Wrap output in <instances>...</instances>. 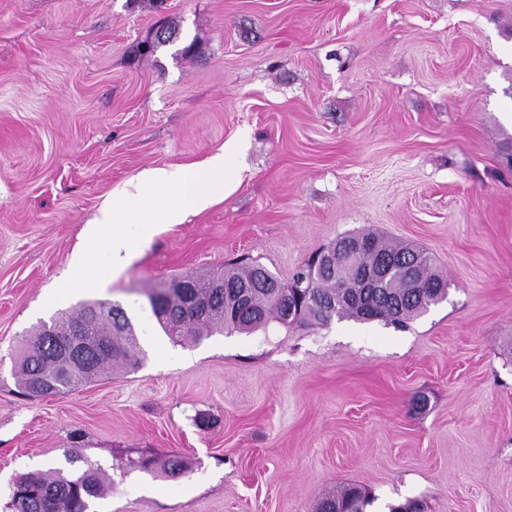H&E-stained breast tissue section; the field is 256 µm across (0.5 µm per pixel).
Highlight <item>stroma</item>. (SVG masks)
Masks as SVG:
<instances>
[{"instance_id":"35a3bbf8","label":"stroma","mask_w":512,"mask_h":512,"mask_svg":"<svg viewBox=\"0 0 512 512\" xmlns=\"http://www.w3.org/2000/svg\"><path fill=\"white\" fill-rule=\"evenodd\" d=\"M227 144L223 197L48 304L112 190ZM362 233L427 251L446 298L178 344L150 309L180 273L246 255L287 284ZM93 300L139 367L22 396L29 331ZM69 448L112 484L92 512H315L351 485L512 512V0H0V512Z\"/></svg>"}]
</instances>
